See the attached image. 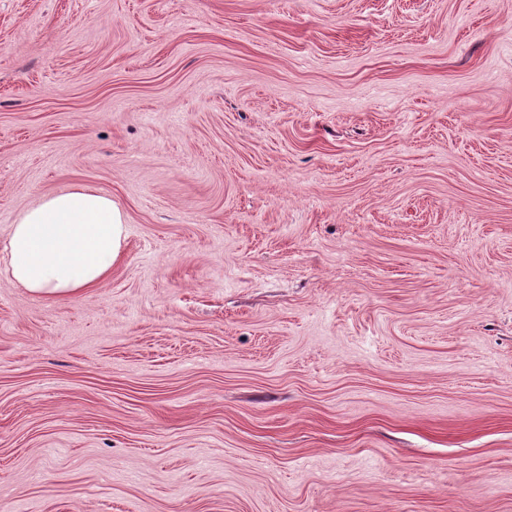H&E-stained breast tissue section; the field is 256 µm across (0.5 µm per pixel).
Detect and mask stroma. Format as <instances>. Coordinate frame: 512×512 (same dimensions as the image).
<instances>
[{
    "label": "stroma",
    "mask_w": 512,
    "mask_h": 512,
    "mask_svg": "<svg viewBox=\"0 0 512 512\" xmlns=\"http://www.w3.org/2000/svg\"><path fill=\"white\" fill-rule=\"evenodd\" d=\"M0 512H512V0H0ZM125 214L112 197L82 185L43 194L18 211L0 250L11 283L43 299L98 288L124 258Z\"/></svg>",
    "instance_id": "stroma-1"
}]
</instances>
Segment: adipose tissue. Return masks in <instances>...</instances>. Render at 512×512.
Segmentation results:
<instances>
[{
    "label": "adipose tissue",
    "mask_w": 512,
    "mask_h": 512,
    "mask_svg": "<svg viewBox=\"0 0 512 512\" xmlns=\"http://www.w3.org/2000/svg\"><path fill=\"white\" fill-rule=\"evenodd\" d=\"M125 215L111 196L76 185L18 211L0 241V269L43 299L101 286L124 258Z\"/></svg>",
    "instance_id": "adipose-tissue-1"
}]
</instances>
